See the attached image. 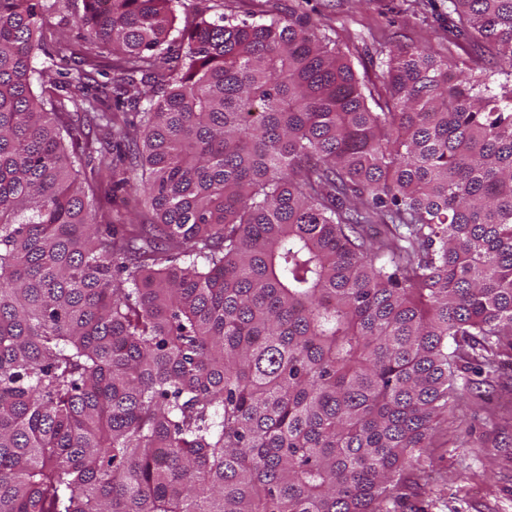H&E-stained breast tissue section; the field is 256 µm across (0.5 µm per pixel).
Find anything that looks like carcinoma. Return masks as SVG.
<instances>
[{
	"instance_id": "obj_1",
	"label": "carcinoma",
	"mask_w": 512,
	"mask_h": 512,
	"mask_svg": "<svg viewBox=\"0 0 512 512\" xmlns=\"http://www.w3.org/2000/svg\"><path fill=\"white\" fill-rule=\"evenodd\" d=\"M84 2L71 42L0 0V512H395L512 356V0H448L497 87L406 47L377 95L291 19L173 54L174 0ZM70 104L151 223L88 199ZM90 128V129H89ZM85 132L88 133L89 132V138L90 140H92L93 142V147H94V151L93 153L91 154V161H90V164L87 168V170L90 169L91 166H99L101 163L103 164H111L113 167L117 168V171L118 170H121L122 168H125V166L127 165V160L125 159L124 162L122 160H120V157H119V154L121 153L122 154V157H124V154L127 153L126 151V147L124 146L123 143H121V152H119V147L116 148V145H117V142L115 140L112 141V144L110 146H105V150L102 151V153H100V147H101V144L98 143V141L96 140L97 138H100L101 135H100V131L94 126H86L85 127ZM95 150H98V152H95Z\"/></svg>"
}]
</instances>
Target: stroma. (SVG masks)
<instances>
[{
    "instance_id": "obj_1",
    "label": "stroma",
    "mask_w": 512,
    "mask_h": 512,
    "mask_svg": "<svg viewBox=\"0 0 512 512\" xmlns=\"http://www.w3.org/2000/svg\"><path fill=\"white\" fill-rule=\"evenodd\" d=\"M47 38L76 37L83 0H43ZM176 26L199 14L233 22L302 18L329 35L368 87L380 85L391 53L416 44L496 84V59L448 30V0H176ZM396 512H512V366L464 397L439 427L419 466L403 477Z\"/></svg>"
}]
</instances>
